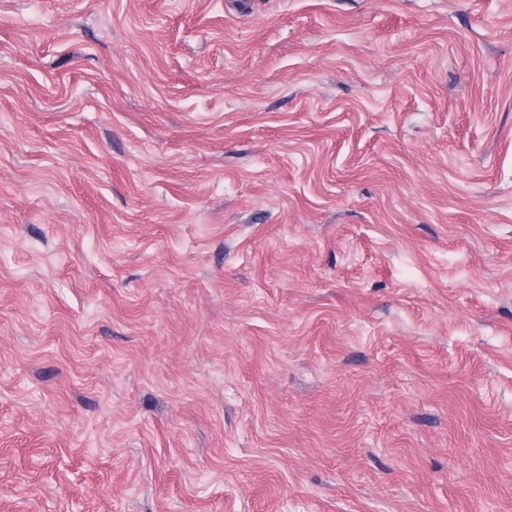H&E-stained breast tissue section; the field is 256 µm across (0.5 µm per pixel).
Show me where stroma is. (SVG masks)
<instances>
[{
  "label": "stroma",
  "instance_id": "stroma-1",
  "mask_svg": "<svg viewBox=\"0 0 512 512\" xmlns=\"http://www.w3.org/2000/svg\"><path fill=\"white\" fill-rule=\"evenodd\" d=\"M0 512H512V0H0Z\"/></svg>",
  "mask_w": 512,
  "mask_h": 512
}]
</instances>
